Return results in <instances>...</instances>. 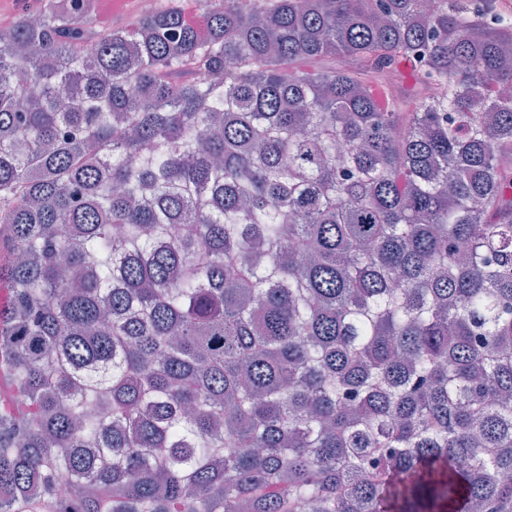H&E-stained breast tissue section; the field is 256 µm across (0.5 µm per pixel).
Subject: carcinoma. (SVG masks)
<instances>
[{
	"label": "carcinoma",
	"instance_id": "cac0c4a2",
	"mask_svg": "<svg viewBox=\"0 0 512 512\" xmlns=\"http://www.w3.org/2000/svg\"><path fill=\"white\" fill-rule=\"evenodd\" d=\"M88 2L0 30V512H512V16ZM112 1L113 0H91V12L97 31L132 24L139 17L140 12H151L156 7V2L159 6H163L166 0H137L136 4L135 0H128L130 2L127 4L126 8L115 14L112 12Z\"/></svg>",
	"mask_w": 512,
	"mask_h": 512
}]
</instances>
